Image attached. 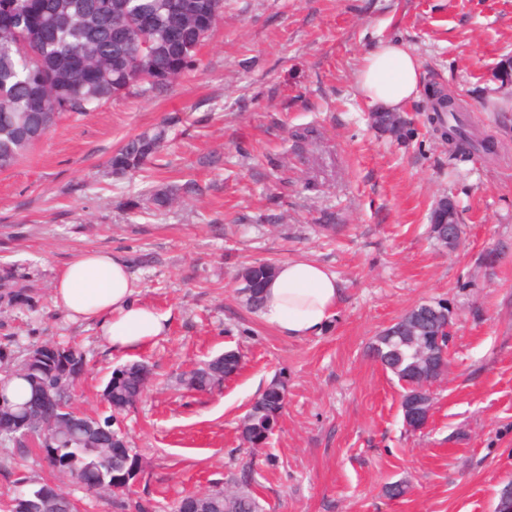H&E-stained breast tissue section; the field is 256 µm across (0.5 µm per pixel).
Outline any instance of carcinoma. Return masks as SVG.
Segmentation results:
<instances>
[{"mask_svg": "<svg viewBox=\"0 0 512 512\" xmlns=\"http://www.w3.org/2000/svg\"><path fill=\"white\" fill-rule=\"evenodd\" d=\"M224 0H0V172L13 168L37 143L71 115L94 112L108 101L133 92L166 89L195 62L199 46L221 22ZM430 104L433 132L454 145V153L470 150L493 152L494 144L469 124L456 97L442 90ZM371 125L383 134L402 139L411 131V119L400 112H373ZM166 130L156 127L125 141L108 159L114 175L144 170L161 152ZM188 181L175 190H161L152 197L157 209L169 207L179 193H197ZM459 206L450 196L440 198L430 214L429 234L446 245L448 229H460ZM276 267L258 263L240 273V293L247 306L259 307L264 283ZM443 303L422 304L407 312L371 345L374 356L399 381L420 384L443 374L448 351L431 347L442 333L448 316ZM68 366L15 358L0 346V371L28 386V397L15 401L0 390V401L14 407L25 437L12 431L0 433L20 454L30 446L51 448L44 456L58 482L81 476L94 478L95 496L119 509L130 507L126 474L142 469L138 453L125 457L110 454L112 440L122 434L112 429L113 418L100 420L91 432L92 418L80 416L72 397L82 374L83 354L64 345ZM241 367V355L224 352L190 374L187 385L198 391L220 386ZM150 382L148 366L134 362L116 367L104 388V399L114 398L131 408ZM52 390L55 407L67 420H54L55 411L34 403L38 388ZM286 383L272 379L253 402L239 426L243 442L266 443L279 423L285 405ZM202 512H259L250 491L249 471L199 494ZM61 488L39 501L37 512H74Z\"/></svg>", "mask_w": 512, "mask_h": 512, "instance_id": "obj_1", "label": "carcinoma"}]
</instances>
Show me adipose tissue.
Wrapping results in <instances>:
<instances>
[{
	"label": "adipose tissue",
	"mask_w": 512,
	"mask_h": 512,
	"mask_svg": "<svg viewBox=\"0 0 512 512\" xmlns=\"http://www.w3.org/2000/svg\"><path fill=\"white\" fill-rule=\"evenodd\" d=\"M422 86L416 55L399 41L365 54L356 75L359 95L373 108L397 112ZM135 277L127 262L106 251H87L58 270L53 300L69 320L97 324L115 350L133 351L161 336L168 318L135 301ZM340 281L321 263L296 259L278 266L263 289L262 322L278 334L320 335L336 315Z\"/></svg>",
	"instance_id": "1"
}]
</instances>
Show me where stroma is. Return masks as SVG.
Returning a JSON list of instances; mask_svg holds the SVG:
<instances>
[{
    "label": "stroma",
    "mask_w": 512,
    "mask_h": 512,
    "mask_svg": "<svg viewBox=\"0 0 512 512\" xmlns=\"http://www.w3.org/2000/svg\"><path fill=\"white\" fill-rule=\"evenodd\" d=\"M386 39L409 46L422 70L405 107L414 133L400 141L370 127L355 85L363 56ZM507 58L512 0H224L223 20L172 87L63 118L0 173V268L13 267L26 290L0 299V343L19 357L78 344L75 405L95 418L110 413L112 369L151 368L145 396L117 422L141 458L136 492L152 512H173L249 462L264 512H494L512 482V83L497 77ZM434 87L463 100L497 155L452 158L427 120ZM162 122L157 163L109 172L126 139ZM190 179L202 194L161 210L127 206ZM448 194L461 209L452 251L427 233ZM90 250L127 261L139 300L169 317L164 336L115 351L95 325L55 307L57 270ZM297 258L322 263L344 288L332 325L303 340L263 325L237 293L242 267ZM431 302L453 309V338L429 423L410 431L403 389L369 347ZM231 349L242 366L219 389L182 384ZM276 377L286 408L253 451L237 424ZM22 477L51 480L42 453L0 445V510ZM393 483L406 494L386 496Z\"/></svg>",
    "instance_id": "1"
}]
</instances>
